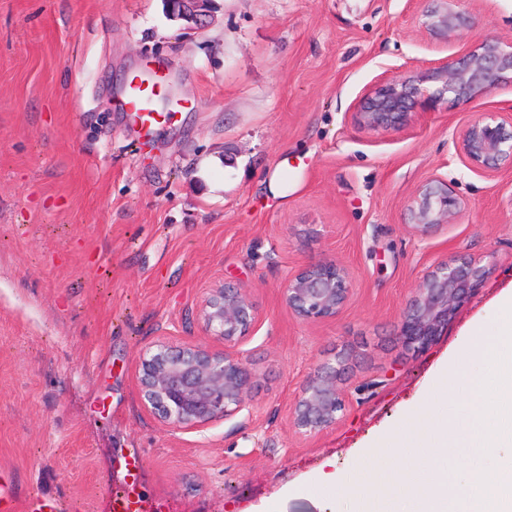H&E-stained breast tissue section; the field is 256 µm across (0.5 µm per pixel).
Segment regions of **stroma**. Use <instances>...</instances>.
<instances>
[{
	"mask_svg": "<svg viewBox=\"0 0 512 512\" xmlns=\"http://www.w3.org/2000/svg\"><path fill=\"white\" fill-rule=\"evenodd\" d=\"M430 7L214 0L190 31L164 0H0V473L22 502L112 512L131 489L143 512H365L350 490L367 484L385 490L384 512H412L411 462L468 398L441 371L487 372L471 329L512 284V169L483 173L453 146L478 114L512 113V74L399 130L351 119L383 72L512 41V0H460L466 24L444 46L422 27ZM154 63L175 106L147 136L119 100ZM275 172L286 198L268 190ZM432 175L465 209L423 236L406 205ZM462 255L486 265L483 284L429 348L408 349V299ZM324 259L350 271V301L301 321L281 290ZM220 279L260 313L238 348L255 372L248 408L172 430L141 405L138 358L169 334L206 340L198 301ZM342 353L336 424L296 435L300 385ZM329 461L337 488L310 489ZM287 485L297 494L282 497Z\"/></svg>",
	"mask_w": 512,
	"mask_h": 512,
	"instance_id": "35a3bbf8",
	"label": "stroma"
}]
</instances>
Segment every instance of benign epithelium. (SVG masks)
Segmentation results:
<instances>
[{
  "label": "benign epithelium",
  "instance_id": "1",
  "mask_svg": "<svg viewBox=\"0 0 512 512\" xmlns=\"http://www.w3.org/2000/svg\"><path fill=\"white\" fill-rule=\"evenodd\" d=\"M170 14L193 28H204L212 0H169ZM459 0H438L424 14L428 35L448 43L462 25ZM512 73V42L485 39L463 55L447 58L425 72L406 70L369 88L360 101L355 121L374 130L407 125L421 107L435 108L447 95L468 102L491 92ZM455 149L473 167L497 172L512 167V117L477 116L454 138ZM465 204L448 182L429 177L409 201L412 225L428 236L448 226ZM487 269L481 261L459 258L438 264L423 277L402 311L399 336L420 351L431 346L452 319L458 306L474 294ZM352 292L349 270L334 260L299 268L282 289V302L297 318L329 320L348 304ZM198 320L221 341L218 348L181 336H162L139 357L140 400L143 408L164 425L199 431L220 418L247 408L252 372L236 347L260 320L247 289L217 281L202 290ZM347 357L319 366L301 385L291 409L295 432L310 436L336 424L345 393L338 385Z\"/></svg>",
  "mask_w": 512,
  "mask_h": 512
}]
</instances>
